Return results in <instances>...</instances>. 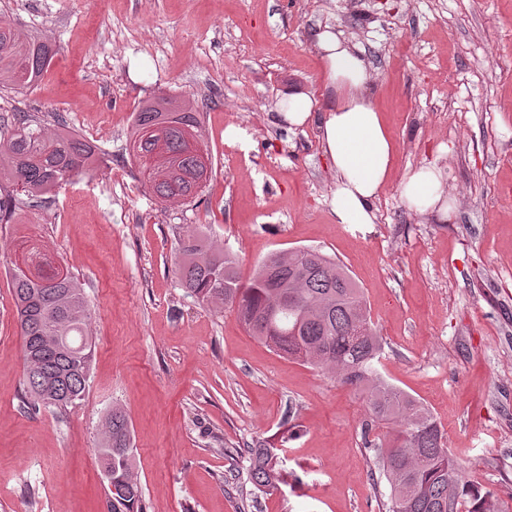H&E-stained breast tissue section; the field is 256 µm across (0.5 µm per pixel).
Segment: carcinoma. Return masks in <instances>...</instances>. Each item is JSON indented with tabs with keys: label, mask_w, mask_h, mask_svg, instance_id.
Listing matches in <instances>:
<instances>
[{
	"label": "carcinoma",
	"mask_w": 512,
	"mask_h": 512,
	"mask_svg": "<svg viewBox=\"0 0 512 512\" xmlns=\"http://www.w3.org/2000/svg\"><path fill=\"white\" fill-rule=\"evenodd\" d=\"M51 52L40 34L0 25V89L33 88ZM202 127L203 113L166 97L133 113L129 155L158 203L191 202L208 180L212 161L199 142ZM97 161L96 146L80 135L62 130L48 137L38 116H23L10 134L0 133V224L14 223L24 198L47 194ZM178 253L179 284L200 304L235 309L251 335L278 353L365 394L369 414L361 440L389 484L388 512H507L491 494L463 480L440 422L423 403L383 378L382 337L356 283L334 258L314 248L273 253L244 284L234 259L199 236L179 239ZM9 277L30 408L76 404L88 389L95 348L86 332L90 313L81 283L69 269L59 271L38 245L11 263ZM390 424L392 436L377 433ZM236 453L248 457L247 477L257 490L274 491L284 482L276 448L249 446ZM98 457L112 474V512H143L130 422L120 408L107 415Z\"/></svg>",
	"instance_id": "1"
}]
</instances>
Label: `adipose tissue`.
I'll list each match as a JSON object with an SVG mask.
<instances>
[{
  "instance_id": "obj_1",
  "label": "adipose tissue",
  "mask_w": 512,
  "mask_h": 512,
  "mask_svg": "<svg viewBox=\"0 0 512 512\" xmlns=\"http://www.w3.org/2000/svg\"><path fill=\"white\" fill-rule=\"evenodd\" d=\"M314 42L329 102L293 92L280 100L278 114L291 127L319 119L323 151L334 176L337 223L372 224L377 220L375 201L393 170L395 140L374 102L368 64L358 45L330 27L318 30ZM447 179L442 167H421L401 182L400 195L419 214L448 218L453 200Z\"/></svg>"
}]
</instances>
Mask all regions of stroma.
I'll return each instance as SVG.
<instances>
[{
    "label": "stroma",
    "mask_w": 512,
    "mask_h": 512,
    "mask_svg": "<svg viewBox=\"0 0 512 512\" xmlns=\"http://www.w3.org/2000/svg\"><path fill=\"white\" fill-rule=\"evenodd\" d=\"M0 19L56 49L32 91L0 92V129L35 113L107 155L0 224V512H108L97 448L115 406L145 512H387L362 394L181 288L189 232L245 280L275 251L336 258L383 339L382 375L441 423L465 481L512 510V0H0ZM325 26L363 49L397 146L373 224L337 223L317 123L275 113L284 95L321 91ZM157 95L204 114L213 171L198 201L157 204L125 151L133 112ZM427 163L448 172V220L400 196ZM30 238L90 305L89 388L65 409L32 410L24 393L8 268ZM259 444L279 448L292 481L225 490L248 466L237 448Z\"/></svg>",
    "instance_id": "obj_1"
}]
</instances>
